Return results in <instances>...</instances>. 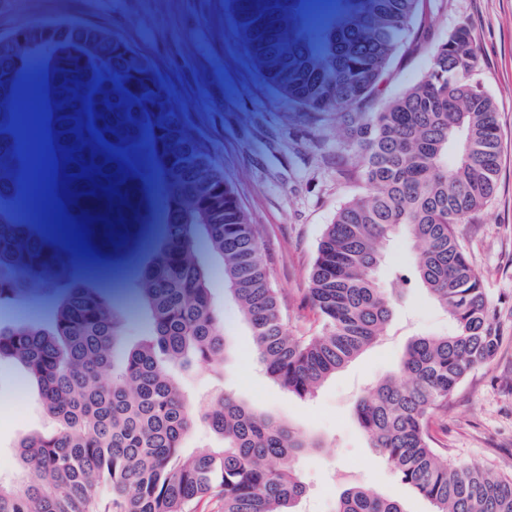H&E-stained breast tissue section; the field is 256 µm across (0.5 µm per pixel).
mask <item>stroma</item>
<instances>
[{"mask_svg": "<svg viewBox=\"0 0 512 512\" xmlns=\"http://www.w3.org/2000/svg\"><path fill=\"white\" fill-rule=\"evenodd\" d=\"M416 47L400 54L382 86L388 99L426 74L432 44L458 21L472 26L479 78L497 106L501 147L496 192L475 222L458 235L482 276L505 336L486 368L471 373L431 433L449 458L512 473V0H424ZM70 21L101 27L126 40L156 68L164 89L207 142L254 224L272 280L287 307L290 334L319 326L306 301L317 244L340 206L364 194L359 161L335 117L300 111L259 75L225 0H0V36L34 25ZM199 262L212 272L211 288L224 311L233 357L217 367L179 369L194 403L221 392L275 413L320 438L323 448L300 458L306 485L299 512H335L351 485L400 500L406 512H433L404 485L359 427L355 407L380 378L395 373L415 334L447 335L453 323L419 288L399 289L385 336L317 392L300 399L269 380L251 353V332L227 290L220 264L207 249ZM20 366L0 362V481L19 473L20 436L48 433L55 422L34 390L18 398Z\"/></svg>", "mask_w": 512, "mask_h": 512, "instance_id": "stroma-1", "label": "stroma"}]
</instances>
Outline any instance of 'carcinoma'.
Listing matches in <instances>:
<instances>
[{"mask_svg": "<svg viewBox=\"0 0 512 512\" xmlns=\"http://www.w3.org/2000/svg\"><path fill=\"white\" fill-rule=\"evenodd\" d=\"M423 0H229L262 78L310 112L350 127L368 188L336 212L317 248L308 304L320 329L292 336L254 225L224 169L140 52L102 28L56 22L0 38V307L55 297L47 323H0V361L16 360L56 422L17 445L21 472L0 483V512H188L203 497L223 512H295L305 485L296 459L323 447L303 429L228 392L190 405L173 365L226 353L224 314L200 240L220 258L229 292L251 330L266 376L307 398L385 335L394 289L372 276L384 244L403 231L415 244L413 278L455 324L418 335L399 376L377 381L357 421L402 483L434 512H512V474L448 458L430 432L434 416L472 372L487 367L504 336L481 276L457 236L492 198L500 128L478 78L468 21L433 45L426 75L368 112L408 45ZM36 85L46 114L50 176L43 212L20 222L27 161L19 150V89ZM162 198V238L145 240ZM78 229L98 251L146 253L133 289L151 320L134 347L126 319L96 273L57 238ZM202 419L218 448L187 454ZM336 512H406L363 487L344 490Z\"/></svg>", "mask_w": 512, "mask_h": 512, "instance_id": "cac0c4a2", "label": "carcinoma"}]
</instances>
